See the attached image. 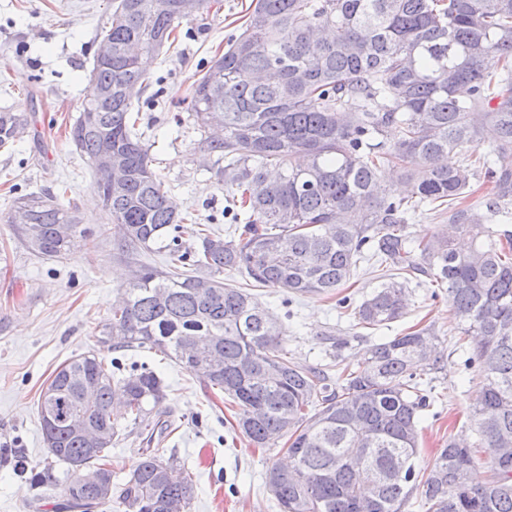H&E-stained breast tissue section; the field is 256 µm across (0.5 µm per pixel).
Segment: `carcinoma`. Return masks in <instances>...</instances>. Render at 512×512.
<instances>
[{"label": "carcinoma", "instance_id": "cac0c4a2", "mask_svg": "<svg viewBox=\"0 0 512 512\" xmlns=\"http://www.w3.org/2000/svg\"><path fill=\"white\" fill-rule=\"evenodd\" d=\"M189 18L180 0H112L96 29L95 41L112 42V63L93 59L96 95L82 104L71 137L90 164L112 148L122 178L110 191L95 181L106 220L131 251L169 259L166 271L133 261L127 297L98 327L97 345L174 359L233 399L236 427L251 445L286 440L291 465L274 463L266 473L286 475L270 487L281 512H403L416 490L427 512H512V464L495 461L497 449L512 446V234L492 228L512 221V0H252L241 32L190 99L198 149L224 160L218 175L237 221L228 240L176 212L134 114L150 85L141 56L160 52ZM217 115L221 141L206 136ZM33 125L30 113L1 110L0 147ZM484 145L491 151L476 154ZM297 153L306 156L301 167L292 162ZM450 153L461 156L459 165L443 163ZM382 169L407 182L408 195L393 194ZM482 179L493 192L480 207L469 199ZM63 195L15 200L28 206L26 220L9 223L39 255L74 249L57 234L61 224H79ZM425 207L448 209V224L471 238L470 249L457 250L444 232L411 238L407 224ZM31 226L40 229L35 245ZM186 237L194 250H182ZM370 261L390 274L361 304L341 299L354 326L400 319L408 275L429 276L448 292L462 322L458 348L483 377L470 407L473 440L448 441L426 475L415 458L421 417L434 405L425 376L439 369L431 327L368 345L340 368L336 390L323 369L288 357L278 316L218 278L243 271L294 295H331ZM193 340L219 352L224 368L185 359ZM250 353L257 362L248 372L239 359ZM112 367L89 352L55 370L39 401L51 459L32 473L33 486L56 483L50 470L59 461L70 466L63 493L71 512L112 500L128 512H169L172 501L187 508L190 475L168 479L174 462L150 448L115 499L80 482L82 470L112 474L113 403L148 428V405L164 396L147 368L119 376ZM66 416L84 419L86 432L69 430ZM477 465L490 472L485 483L451 485L456 472Z\"/></svg>", "mask_w": 512, "mask_h": 512}]
</instances>
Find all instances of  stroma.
<instances>
[{
  "label": "stroma",
  "instance_id": "1",
  "mask_svg": "<svg viewBox=\"0 0 512 512\" xmlns=\"http://www.w3.org/2000/svg\"><path fill=\"white\" fill-rule=\"evenodd\" d=\"M250 3L219 0L210 12L182 22L178 41L145 59L151 86L138 104L152 167L169 185L174 206L219 228L232 222L224 213L230 190L216 175L215 156L197 148L200 134L188 106L194 82L223 54L228 38L240 33ZM111 10L112 0H0V108L38 118L36 130L0 149V512H61L67 464L55 463L56 486L38 490L30 484L47 457L40 396L60 364L96 350L94 332L132 277L92 171L69 138L91 97L96 26ZM60 187L78 205L90 247L50 260L28 249L7 215L15 197ZM379 283L377 269L364 266L334 295L294 296L266 287L255 293L284 319L295 362L323 368L333 379L366 343L415 327L434 329L442 363L430 382L435 404L421 419L417 468L425 473L449 439L470 436L467 412L482 378L454 347L460 320L447 294L433 295L425 277L409 281L411 301L400 321L353 327L339 298L360 303ZM119 357L146 366L165 384L164 399L150 409L162 423L152 447L190 474L194 493L186 512H280L265 475L271 464L286 462L281 445H249L234 429L235 405L163 354L145 348ZM113 422L120 432L110 457L117 490L141 461L143 443L123 410H115Z\"/></svg>",
  "mask_w": 512,
  "mask_h": 512
}]
</instances>
